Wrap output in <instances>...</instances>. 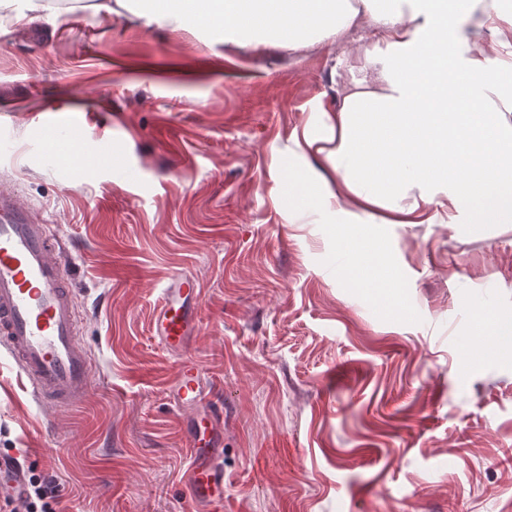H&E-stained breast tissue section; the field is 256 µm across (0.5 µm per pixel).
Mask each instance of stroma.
Returning <instances> with one entry per match:
<instances>
[{"label":"stroma","mask_w":512,"mask_h":512,"mask_svg":"<svg viewBox=\"0 0 512 512\" xmlns=\"http://www.w3.org/2000/svg\"><path fill=\"white\" fill-rule=\"evenodd\" d=\"M89 2L59 0L56 32L0 13V178L60 227L94 367L84 406L55 414L0 357V453L58 512H197L167 398L187 355L224 408V512H512V343L472 316L512 314V224L363 225L394 312L341 273L334 225L280 204L333 49L102 23ZM75 105L111 160L49 151ZM181 273L203 289L183 355L152 331Z\"/></svg>","instance_id":"35a3bbf8"}]
</instances>
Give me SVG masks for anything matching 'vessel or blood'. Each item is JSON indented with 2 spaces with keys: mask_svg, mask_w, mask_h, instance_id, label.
Listing matches in <instances>:
<instances>
[{
  "mask_svg": "<svg viewBox=\"0 0 512 512\" xmlns=\"http://www.w3.org/2000/svg\"><path fill=\"white\" fill-rule=\"evenodd\" d=\"M56 225L37 218L14 190L0 183V351L28 381L33 396L54 412L85 402L92 366L80 343L79 308L65 270ZM202 290L190 275L171 278L162 289L153 323L159 344L183 351L198 326ZM170 400L179 410L205 406L206 429L189 428L188 490L201 503L224 492L223 450L205 436L223 413L212 406L194 360L182 361Z\"/></svg>",
  "mask_w": 512,
  "mask_h": 512,
  "instance_id": "b4317fda",
  "label": "vessel or blood"
}]
</instances>
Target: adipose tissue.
<instances>
[{"label": "adipose tissue", "instance_id": "1", "mask_svg": "<svg viewBox=\"0 0 512 512\" xmlns=\"http://www.w3.org/2000/svg\"><path fill=\"white\" fill-rule=\"evenodd\" d=\"M223 34L256 31L293 51L338 44L332 104L316 100L288 150L331 176H295L288 198L336 225L455 224L462 210L512 223V8L494 0H95ZM472 22L475 38L461 25Z\"/></svg>", "mask_w": 512, "mask_h": 512}]
</instances>
